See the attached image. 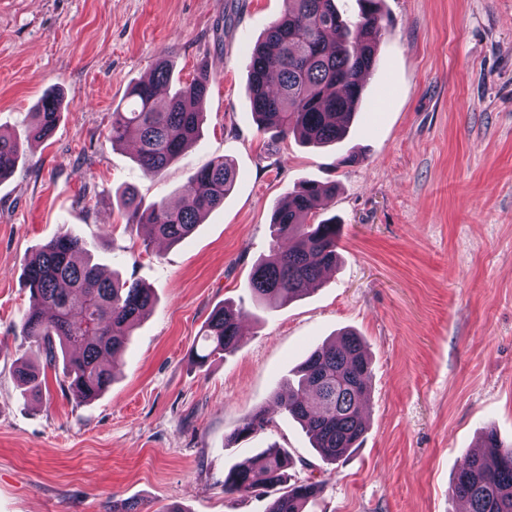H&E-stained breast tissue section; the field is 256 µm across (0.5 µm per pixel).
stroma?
Instances as JSON below:
<instances>
[{"label": "stroma", "instance_id": "stroma-1", "mask_svg": "<svg viewBox=\"0 0 512 512\" xmlns=\"http://www.w3.org/2000/svg\"><path fill=\"white\" fill-rule=\"evenodd\" d=\"M384 34L350 131L309 146L258 131L250 53L285 0H0V131L23 138L0 181V512H266L263 492H224V474L270 444L318 481L307 512H461L450 484L486 430L512 445V0H381ZM176 83L207 71L200 136L161 174L107 138L113 108L158 60ZM52 135L29 139L47 93ZM356 154L357 163L338 165ZM224 157L237 169L223 207L177 245L128 225L119 195L177 201L188 177ZM335 184L320 218L342 226L321 285L256 310L253 265L295 184ZM82 239L105 273L154 292L114 364L110 388L77 401L46 370L26 398L13 375L30 353L27 257ZM242 307L232 355L197 367L211 312ZM356 332L372 360L359 448L323 463L274 401L322 343ZM270 425L231 438L245 416Z\"/></svg>", "mask_w": 512, "mask_h": 512}]
</instances>
